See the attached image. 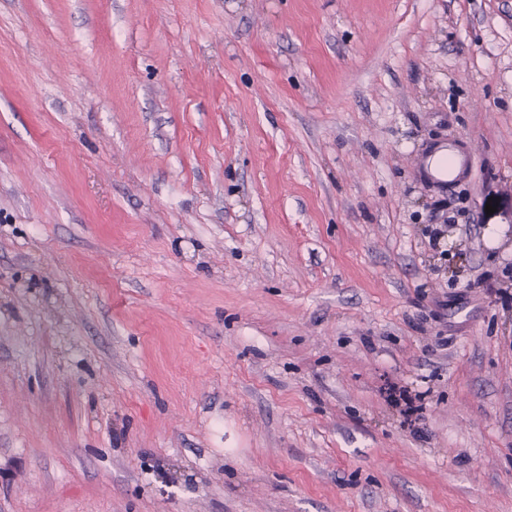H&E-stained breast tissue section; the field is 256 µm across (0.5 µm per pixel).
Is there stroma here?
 <instances>
[{"instance_id": "stroma-1", "label": "stroma", "mask_w": 512, "mask_h": 512, "mask_svg": "<svg viewBox=\"0 0 512 512\" xmlns=\"http://www.w3.org/2000/svg\"><path fill=\"white\" fill-rule=\"evenodd\" d=\"M0 512H512V0H0ZM474 168L473 156L459 146L448 152V158L433 168L427 166L428 178L439 185L452 187L457 181L469 177Z\"/></svg>"}]
</instances>
